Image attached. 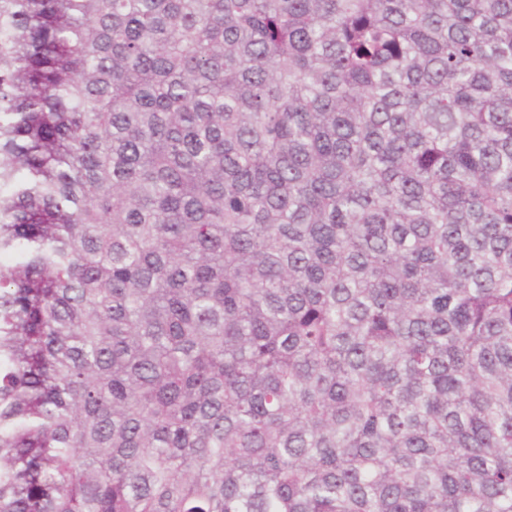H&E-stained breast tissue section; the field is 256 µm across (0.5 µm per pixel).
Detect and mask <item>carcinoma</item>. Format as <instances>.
<instances>
[{
	"label": "carcinoma",
	"instance_id": "1",
	"mask_svg": "<svg viewBox=\"0 0 512 512\" xmlns=\"http://www.w3.org/2000/svg\"><path fill=\"white\" fill-rule=\"evenodd\" d=\"M0 512H512V0H0Z\"/></svg>",
	"mask_w": 512,
	"mask_h": 512
}]
</instances>
